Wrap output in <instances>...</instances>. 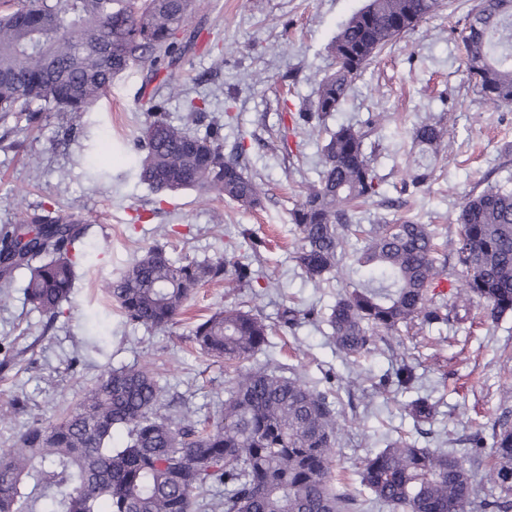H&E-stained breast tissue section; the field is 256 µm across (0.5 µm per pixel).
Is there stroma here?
Here are the masks:
<instances>
[{
	"mask_svg": "<svg viewBox=\"0 0 512 512\" xmlns=\"http://www.w3.org/2000/svg\"><path fill=\"white\" fill-rule=\"evenodd\" d=\"M367 0H203L186 22L197 44L168 76L149 78L132 67L115 78L106 96L64 131L54 113L35 120H0V226L39 205L87 220L89 251L70 298L55 320L32 310L24 296L26 271L15 275L0 302V349L16 358L0 366V448L9 447L27 423L48 420L73 406L105 367L148 366L174 402L213 416L224 404L233 366L198 353L188 324L166 333L127 324L99 292L155 244L178 260L215 255L247 256L262 277L248 288L236 282L207 284L190 302L191 316L247 303L272 331L256 362L300 377L334 401L341 431L338 463L354 469L387 437L405 436L419 448H456L478 437L466 460L479 492L493 490L486 450L489 424L512 392V315L498 321L475 316L423 327L427 346L409 351L399 337L347 363L322 314L353 282L338 268L330 282L306 279L293 259L295 227L289 212L301 187L318 182L326 131L365 127L382 117L383 128L366 142L383 176L381 197L359 206L357 223L403 215L458 231L461 202L488 185L512 188V105L496 104L469 84L462 52L450 34L462 27L477 0H447L411 32L390 45L356 78L338 111L293 131L290 115L316 96L318 80L333 66L328 46ZM208 97V119L222 123L224 155L242 154L246 172L261 183L264 206L249 210L214 195L182 190L154 194L137 174L135 142L151 98L167 101L171 124L195 129L186 98ZM445 115L452 128L425 191L407 192L405 156L410 130L430 115ZM300 310L290 328L279 325L284 308ZM412 363L416 391L437 403L432 423L419 425L404 405L411 393L380 387L400 362Z\"/></svg>",
	"mask_w": 512,
	"mask_h": 512,
	"instance_id": "stroma-1",
	"label": "stroma"
}]
</instances>
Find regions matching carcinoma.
Here are the masks:
<instances>
[{
  "mask_svg": "<svg viewBox=\"0 0 512 512\" xmlns=\"http://www.w3.org/2000/svg\"><path fill=\"white\" fill-rule=\"evenodd\" d=\"M195 0H20L0 12V113L54 112L60 120L94 106L114 78L133 66L150 77L173 68L192 43L175 39ZM441 6L440 0H368L329 45L334 68L298 118L337 111L355 79L401 35ZM458 38L476 91L512 104V0H479ZM165 104L151 105L138 142V176L157 194L194 189L217 193L244 209L263 207V192L236 158L224 157L221 125L191 133L170 124ZM367 133L342 126L322 146L323 173L290 212L299 244L294 260L306 278L325 280L347 255L379 277L346 288L326 322L351 360L387 335L417 325L468 319L478 305L498 320L512 313V190L490 185L464 197L459 232L438 258L437 233L410 217L366 227L354 208L380 196L382 177L365 152ZM448 126L424 118L411 131V184H427ZM82 220L39 206L0 228V301L18 269L28 271L26 301L55 318L85 260ZM363 240L348 252L349 236ZM460 268L464 294L440 290ZM250 284V266L223 257L171 260L149 247L103 285L131 325L166 330L205 283L228 277ZM270 326L242 307L200 319L192 340L201 353L244 363L268 342ZM166 393L147 367H107L75 407L29 423L0 449V512H512V395L491 424L487 458L498 493L476 499V481L457 449L417 448L401 437L363 461L362 490L332 478L339 427L328 394L278 369L249 366L227 388L217 418L202 422L185 408L163 413ZM417 422L435 404H406ZM123 428L127 439L112 446ZM224 496L207 502L210 489Z\"/></svg>",
  "mask_w": 512,
  "mask_h": 512,
  "instance_id": "carcinoma-1",
  "label": "carcinoma"
}]
</instances>
